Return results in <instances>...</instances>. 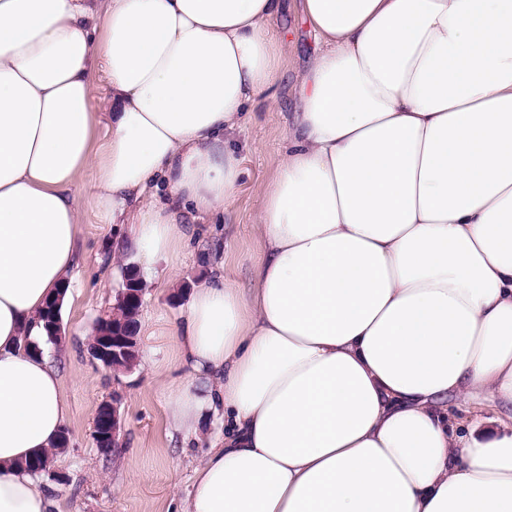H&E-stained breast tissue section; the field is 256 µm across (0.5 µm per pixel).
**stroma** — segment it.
Instances as JSON below:
<instances>
[{"mask_svg": "<svg viewBox=\"0 0 512 512\" xmlns=\"http://www.w3.org/2000/svg\"><path fill=\"white\" fill-rule=\"evenodd\" d=\"M272 32L286 48L278 98L250 106L248 121L235 137L245 168L240 187L225 214L194 225L192 239L180 254L177 285L146 286L139 316L141 359L129 373L113 372L87 353L96 320L111 309L122 286L120 265H107L106 258L124 227L102 222L93 174H86L75 189L84 217L79 231L82 260L74 300L61 312L62 342L47 346L63 369L69 405L70 444L56 459L65 475L59 485L62 512H168L190 489L193 468L205 448L182 446L169 421V387L188 378L169 329L194 288L209 275L197 260L205 249L223 250L224 274L237 287L246 291L254 285V269L262 258L254 227L259 188L277 173L296 109L295 85L317 48L296 0H284V13ZM115 393L122 397L123 430L118 449L105 455L94 442L93 421L98 404Z\"/></svg>", "mask_w": 512, "mask_h": 512, "instance_id": "1", "label": "stroma"}]
</instances>
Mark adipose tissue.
<instances>
[{
    "instance_id": "ef3b65f1",
    "label": "adipose tissue",
    "mask_w": 512,
    "mask_h": 512,
    "mask_svg": "<svg viewBox=\"0 0 512 512\" xmlns=\"http://www.w3.org/2000/svg\"><path fill=\"white\" fill-rule=\"evenodd\" d=\"M320 46L259 190L250 292L206 262L171 334L172 427L208 442L176 512H512V0H301ZM281 0H0V512L69 415L40 314L95 173L126 251L223 213L277 97ZM111 93L109 132L92 109ZM465 399L470 420L450 409Z\"/></svg>"
}]
</instances>
